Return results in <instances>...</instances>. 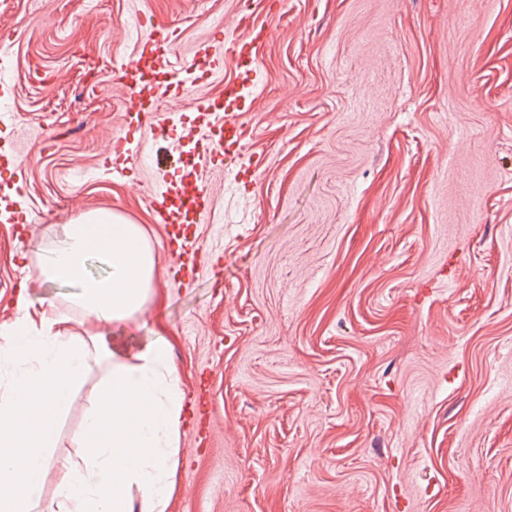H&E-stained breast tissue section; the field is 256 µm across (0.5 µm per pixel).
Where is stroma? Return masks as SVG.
Returning a JSON list of instances; mask_svg holds the SVG:
<instances>
[{
    "label": "stroma",
    "mask_w": 512,
    "mask_h": 512,
    "mask_svg": "<svg viewBox=\"0 0 512 512\" xmlns=\"http://www.w3.org/2000/svg\"><path fill=\"white\" fill-rule=\"evenodd\" d=\"M262 32L232 183L193 226L218 259L170 273L160 191L117 173L113 69L167 23L178 60L224 43L242 4ZM0 73L26 170L22 225L0 223V325L20 287L64 333L158 336L184 391L167 512H512V0H0ZM140 225L155 295L102 325L38 279L81 214ZM100 373L78 386L56 451Z\"/></svg>",
    "instance_id": "35a3bbf8"
}]
</instances>
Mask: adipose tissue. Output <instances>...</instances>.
<instances>
[{"label": "adipose tissue", "mask_w": 512, "mask_h": 512, "mask_svg": "<svg viewBox=\"0 0 512 512\" xmlns=\"http://www.w3.org/2000/svg\"><path fill=\"white\" fill-rule=\"evenodd\" d=\"M155 254L138 225L113 213L62 225L43 250L39 278L74 289L72 302L97 322L123 323L152 297ZM21 317L0 329V512H165L174 487L184 392L157 337L135 350L104 337L69 338L66 310ZM101 368V387L73 440L54 450L76 386ZM58 473L42 496L48 469Z\"/></svg>", "instance_id": "1"}]
</instances>
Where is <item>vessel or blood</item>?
Returning a JSON list of instances; mask_svg holds the SVG:
<instances>
[{
  "label": "vessel or blood",
  "instance_id": "vessel-or-blood-1",
  "mask_svg": "<svg viewBox=\"0 0 512 512\" xmlns=\"http://www.w3.org/2000/svg\"><path fill=\"white\" fill-rule=\"evenodd\" d=\"M161 37L142 40L138 54L117 71L115 81L122 90L126 106L124 121L143 129H154L161 115L153 103L162 98L187 102L194 113V159L176 177L167 179L165 189L156 197L153 208L158 223L167 225L171 242L181 244L180 263L196 265L198 253L187 242V226L207 222L214 209L208 185L212 163L221 160L225 148L236 145L242 136L237 121L240 112L252 103L257 73L245 71L225 83L221 99L193 94L194 82L215 77L224 69L226 53L214 49L211 42H199L187 62L189 79H178L172 62L177 41L175 29L165 25ZM25 172L13 153H0V216L15 214L18 202L10 188Z\"/></svg>",
  "mask_w": 512,
  "mask_h": 512
}]
</instances>
